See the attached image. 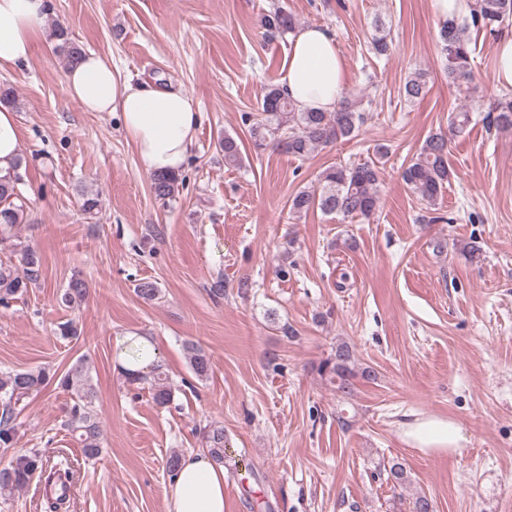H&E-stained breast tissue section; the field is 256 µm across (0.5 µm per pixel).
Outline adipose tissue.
I'll list each match as a JSON object with an SVG mask.
<instances>
[{"mask_svg": "<svg viewBox=\"0 0 512 512\" xmlns=\"http://www.w3.org/2000/svg\"><path fill=\"white\" fill-rule=\"evenodd\" d=\"M50 0H0V70L27 66L33 40L42 32ZM288 58L279 79L298 109L333 112L344 98L345 62L327 28L310 25L288 39ZM68 95L84 111L118 114L125 135L142 166L153 172H176L194 143L198 105L183 91L123 79L110 59L90 53L65 73ZM21 155L15 109L0 103V176L12 171ZM408 444L452 452L468 444L452 420L416 417L402 422ZM224 467L209 454L182 457L172 476L167 512H224Z\"/></svg>", "mask_w": 512, "mask_h": 512, "instance_id": "adipose-tissue-1", "label": "adipose tissue"}]
</instances>
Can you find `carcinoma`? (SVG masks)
I'll list each match as a JSON object with an SVG mask.
<instances>
[{
	"mask_svg": "<svg viewBox=\"0 0 512 512\" xmlns=\"http://www.w3.org/2000/svg\"><path fill=\"white\" fill-rule=\"evenodd\" d=\"M512 15V0H475L469 14L452 16L440 26L439 43L448 82L462 87L473 77L471 59L474 52L468 32H485L495 35L505 18ZM298 19L283 7L264 15L261 26L269 39L284 38L297 29ZM56 54L68 67L76 64L84 53L83 47L73 41L65 28L55 26ZM427 81L418 73L408 79L403 87L404 96L412 101L426 95ZM486 120L498 130L512 129V94L502 95L491 109ZM254 148L263 150L270 145L304 160L318 150L338 140L358 135L364 123L361 102L344 99L334 112H301L288 96L276 85L265 88L260 101L258 118L244 117ZM471 121L470 110L460 108L450 119L449 131L430 134L411 163L403 170L402 179L428 208L437 211L438 200L453 177L448 166V134L463 132ZM224 152V163L230 166L242 162V152L236 139L224 136L219 142ZM381 167L377 162H363L351 166H330L318 178V187L303 189L292 198L291 209L296 214L319 209L325 214H336L346 220H368L379 209V184ZM177 173H155L151 178V191L156 199L166 201L176 197L179 184ZM21 179L15 174L0 177V251L19 254L18 264L0 262V304L26 294L39 285L42 274V256L32 246L23 243L12 230L26 221V203L20 189ZM89 294L88 282L72 277L63 289L61 301L67 306L79 305ZM190 367L194 375L203 380L211 368L210 358L198 346H186ZM320 372L342 394L352 389V381L361 376L369 379L373 371L355 369L352 351L345 343L336 345L335 351L320 366ZM125 376L131 382L150 380L156 404L165 406L173 394L168 377L159 363H152L149 371L127 369ZM55 380L60 388L73 391L76 400L67 411L65 426L75 435L87 459L98 457L101 452V429L93 401L96 392L88 376L84 360L80 359L66 372L49 375L43 368L0 373V447L13 446L17 428L13 424L15 406L32 393ZM205 444L212 458L224 460V428L209 427ZM45 468L42 455L34 452L20 454L7 466L0 468V499L11 496L24 487L31 477Z\"/></svg>",
	"mask_w": 512,
	"mask_h": 512,
	"instance_id": "obj_1",
	"label": "carcinoma"
}]
</instances>
